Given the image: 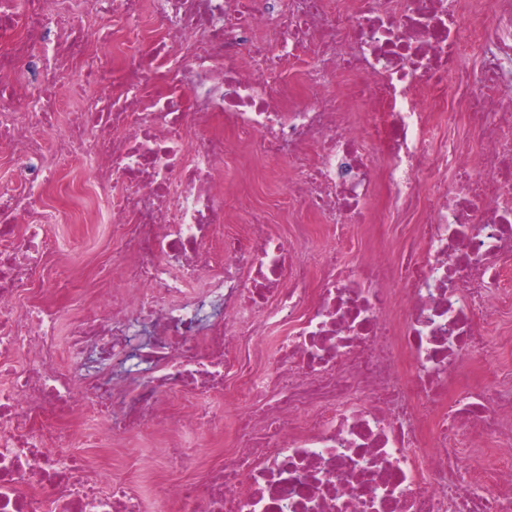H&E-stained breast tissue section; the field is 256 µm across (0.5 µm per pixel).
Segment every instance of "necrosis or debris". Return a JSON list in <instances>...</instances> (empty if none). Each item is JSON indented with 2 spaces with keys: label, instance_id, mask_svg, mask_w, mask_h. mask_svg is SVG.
Segmentation results:
<instances>
[{
  "label": "necrosis or debris",
  "instance_id": "necrosis-or-debris-1",
  "mask_svg": "<svg viewBox=\"0 0 512 512\" xmlns=\"http://www.w3.org/2000/svg\"><path fill=\"white\" fill-rule=\"evenodd\" d=\"M2 146L0 512H512V0H0ZM75 164L111 275L35 303ZM126 454L116 457L112 460V467L106 470L101 478V486L106 488L109 486L111 481H123L131 480L132 475L128 466L129 460L134 457H139L145 464H152L153 453L147 450H143L141 443L134 439L128 438L125 443Z\"/></svg>",
  "mask_w": 512,
  "mask_h": 512
}]
</instances>
